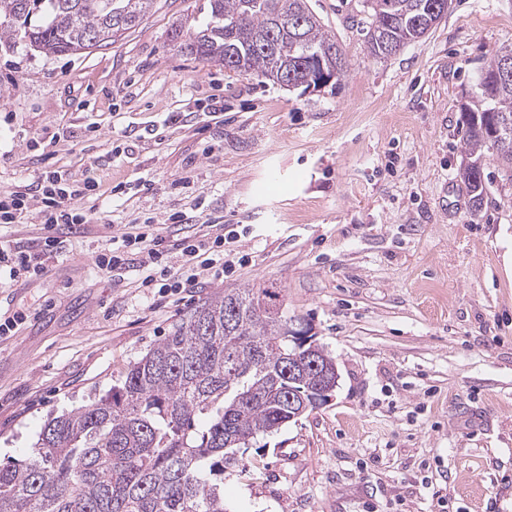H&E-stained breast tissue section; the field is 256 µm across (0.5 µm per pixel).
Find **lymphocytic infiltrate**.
<instances>
[{
  "mask_svg": "<svg viewBox=\"0 0 512 512\" xmlns=\"http://www.w3.org/2000/svg\"><path fill=\"white\" fill-rule=\"evenodd\" d=\"M95 189L94 179H87L77 189L58 173L48 172L24 189L1 192L0 224L18 223L34 212L45 233L25 250L1 246L0 267L8 268L15 280H32L46 274V262L57 251L61 235L75 233L90 221L86 212L75 208V199ZM237 238V231L232 229L188 235L180 227L165 237L154 225L135 224L121 233L118 246L101 249L95 265L101 273L108 274L127 265L130 257H138L140 267L147 271L142 287L177 295L209 281L223 280L230 267L225 247Z\"/></svg>",
  "mask_w": 512,
  "mask_h": 512,
  "instance_id": "obj_1",
  "label": "lymphocytic infiltrate"
}]
</instances>
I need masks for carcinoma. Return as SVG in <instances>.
<instances>
[{"label":"carcinoma","instance_id":"carcinoma-1","mask_svg":"<svg viewBox=\"0 0 512 512\" xmlns=\"http://www.w3.org/2000/svg\"><path fill=\"white\" fill-rule=\"evenodd\" d=\"M154 0H0V39L15 25L29 45L49 55H79L107 46L137 26ZM436 0H365L361 22L367 52L380 58L374 35L397 48L425 36L423 19ZM201 29L183 43L196 58L260 82L274 57L304 80L310 65L348 72L345 51L308 0H209ZM476 90L464 106L461 159L497 164L512 181V148L493 150L491 132L512 122V80ZM471 207L481 209L484 175L460 174ZM274 286L216 293L169 336L130 364L105 395L49 416L33 456L0 463V512H224V470L242 444L289 423L291 391L313 394L331 381L329 368L308 369L294 382L285 373L288 321Z\"/></svg>","mask_w":512,"mask_h":512}]
</instances>
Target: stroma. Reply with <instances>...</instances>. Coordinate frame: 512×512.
I'll list each match as a JSON object with an SVG mask.
<instances>
[{
	"mask_svg": "<svg viewBox=\"0 0 512 512\" xmlns=\"http://www.w3.org/2000/svg\"><path fill=\"white\" fill-rule=\"evenodd\" d=\"M347 77L308 92L187 53L209 0H154L115 42L48 56L0 41V191L43 172L92 221L46 276L0 281V461L49 415L102 396L215 292L281 290L340 378L329 401L241 448L224 512H512V182L487 162L473 211L461 107L512 0H453L419 41L369 56L363 0H309ZM236 225L248 261L181 300L100 274L101 246L172 216Z\"/></svg>",
	"mask_w": 512,
	"mask_h": 512,
	"instance_id": "obj_1",
	"label": "stroma"
}]
</instances>
